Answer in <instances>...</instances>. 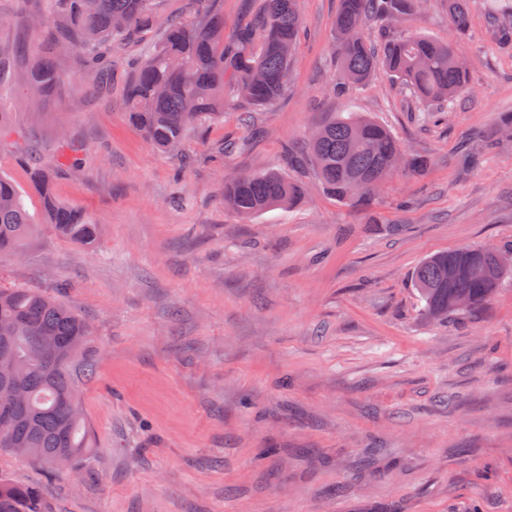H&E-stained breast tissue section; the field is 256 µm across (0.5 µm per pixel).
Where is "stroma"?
<instances>
[{
    "label": "stroma",
    "instance_id": "obj_1",
    "mask_svg": "<svg viewBox=\"0 0 512 512\" xmlns=\"http://www.w3.org/2000/svg\"><path fill=\"white\" fill-rule=\"evenodd\" d=\"M339 0H299L303 33L287 94L251 115L198 125L184 157L157 150L117 106L142 40L113 49L112 82L54 49L52 0H0V40L30 43L0 87L22 155L78 159L60 201L101 233L90 247L40 225L0 286L56 297L93 328L96 370L80 383L95 452L47 469L0 453V478L38 486L47 512H512V278L480 308L426 321L412 286L427 255L512 242V46L472 0L457 52L469 86L447 111L378 78L336 90ZM446 0L398 31L448 36ZM54 58L63 79L32 103L28 73ZM327 112L385 124L421 173L393 176L368 206L323 193L306 143ZM232 150L218 155L221 145ZM279 169L306 193L245 220L225 180Z\"/></svg>",
    "mask_w": 512,
    "mask_h": 512
}]
</instances>
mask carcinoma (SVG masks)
I'll use <instances>...</instances> for the list:
<instances>
[{
  "mask_svg": "<svg viewBox=\"0 0 512 512\" xmlns=\"http://www.w3.org/2000/svg\"><path fill=\"white\" fill-rule=\"evenodd\" d=\"M56 44L80 51L89 76L111 78L106 61L112 47L154 31L129 78L121 100L128 120L160 151L170 152L186 132L224 115V103L260 109L279 100L287 87L281 74L291 68L301 20L297 0H262L259 10L231 38L224 37V15L218 0H190L188 11L158 25L152 0H57ZM453 37L445 42L425 36L387 35L369 42L364 26L371 20L393 22L418 12L424 0H339L333 41L337 84H366L383 74L405 83L429 112L443 109L467 89L468 71L457 63L455 43L468 33L470 0H447ZM26 46L0 42V82L12 73L15 57ZM62 78L55 63L43 58L30 73L38 91ZM322 190L346 205H357L396 171L403 157L392 131L359 112H330L308 144ZM78 162L47 166L41 160L24 165L29 187L37 195L43 221L57 234L80 246L92 244L98 226L81 209L58 200L54 180L60 169ZM302 188L278 171L241 174L224 182V200L243 218L297 204ZM33 222L16 182L0 174V258L22 254L33 239ZM482 254L478 247L439 253L422 261L413 282L428 319L461 313L452 298L466 295L468 310L481 307L509 272L491 268L482 282L460 278L442 282L450 262ZM0 325L12 327L0 344V407L4 392L20 384L25 399L8 420L0 419V451L48 468L79 465L93 451L77 392L75 372L91 375L94 363L76 361L92 331L86 321L56 298L31 288H0ZM0 512H45L39 492L0 479Z\"/></svg>",
  "mask_w": 512,
  "mask_h": 512,
  "instance_id": "1",
  "label": "carcinoma"
}]
</instances>
